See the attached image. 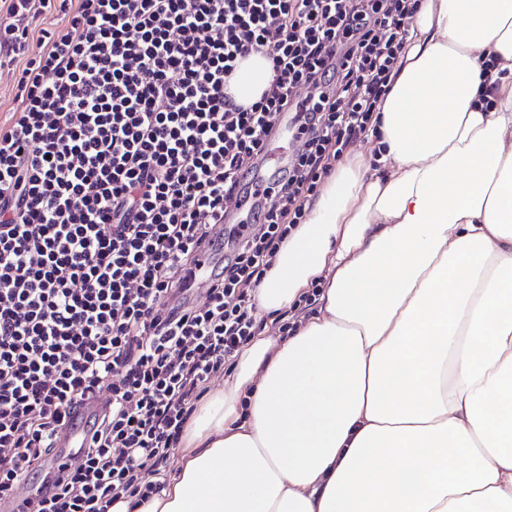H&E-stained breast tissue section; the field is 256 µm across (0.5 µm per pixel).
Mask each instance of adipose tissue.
I'll return each instance as SVG.
<instances>
[{
  "mask_svg": "<svg viewBox=\"0 0 512 512\" xmlns=\"http://www.w3.org/2000/svg\"><path fill=\"white\" fill-rule=\"evenodd\" d=\"M376 161L341 164L257 289L321 292L240 353L156 495L109 512H512V0H421ZM254 54L230 82L268 88Z\"/></svg>",
  "mask_w": 512,
  "mask_h": 512,
  "instance_id": "adipose-tissue-1",
  "label": "adipose tissue"
}]
</instances>
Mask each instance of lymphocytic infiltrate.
Returning a JSON list of instances; mask_svg holds the SVG:
<instances>
[{"label": "lymphocytic infiltrate", "instance_id": "1", "mask_svg": "<svg viewBox=\"0 0 512 512\" xmlns=\"http://www.w3.org/2000/svg\"><path fill=\"white\" fill-rule=\"evenodd\" d=\"M419 2L0 0V70L19 72L0 124V503L109 512L160 492L147 474L260 331L255 287L375 129ZM253 53L273 76L243 106L227 87ZM284 114L288 161L256 183ZM230 201L248 223L225 224ZM104 387L68 467L54 439ZM37 464L42 488L17 498Z\"/></svg>", "mask_w": 512, "mask_h": 512}]
</instances>
